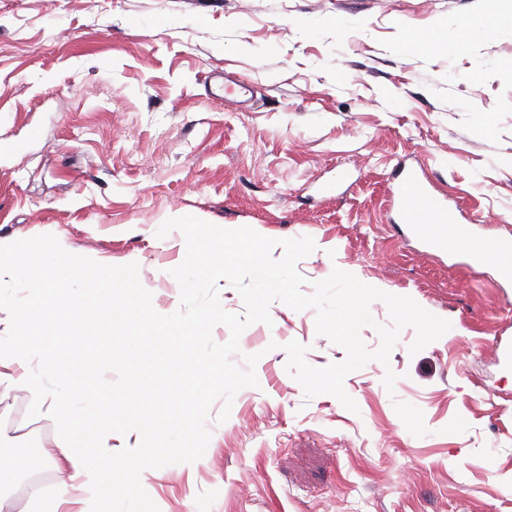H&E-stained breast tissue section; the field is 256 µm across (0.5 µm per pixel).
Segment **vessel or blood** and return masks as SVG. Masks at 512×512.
<instances>
[{"label":"vessel or blood","instance_id":"obj_1","mask_svg":"<svg viewBox=\"0 0 512 512\" xmlns=\"http://www.w3.org/2000/svg\"><path fill=\"white\" fill-rule=\"evenodd\" d=\"M393 200L404 218L414 223L425 237L429 248L449 255H463L476 266H499L501 254L512 250V240L490 235H477L459 226L448 228V208L440 202L427 203L417 208L415 200L423 196L424 186L420 179L405 169H398Z\"/></svg>","mask_w":512,"mask_h":512}]
</instances>
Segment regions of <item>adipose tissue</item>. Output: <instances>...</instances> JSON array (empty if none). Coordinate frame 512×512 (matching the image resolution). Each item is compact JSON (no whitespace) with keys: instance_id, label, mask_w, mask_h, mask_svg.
Segmentation results:
<instances>
[{"instance_id":"obj_1","label":"adipose tissue","mask_w":512,"mask_h":512,"mask_svg":"<svg viewBox=\"0 0 512 512\" xmlns=\"http://www.w3.org/2000/svg\"><path fill=\"white\" fill-rule=\"evenodd\" d=\"M37 316H30L24 328H17L8 307L0 302V387L24 389L42 402L56 403L60 392L48 386L46 378L58 364V349L41 345ZM38 362V370H31V362ZM64 422L73 423L75 442L61 446L60 455L66 463L68 475L54 501L44 503L42 512H58L61 501L82 496L95 501L104 497L107 483L100 471L85 461V451L91 447L107 448L112 442L111 422L99 420L86 423L78 408L63 413Z\"/></svg>"}]
</instances>
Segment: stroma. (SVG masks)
I'll list each match as a JSON object with an SVG mask.
<instances>
[{
  "label": "stroma",
  "instance_id": "35a3bbf8",
  "mask_svg": "<svg viewBox=\"0 0 512 512\" xmlns=\"http://www.w3.org/2000/svg\"><path fill=\"white\" fill-rule=\"evenodd\" d=\"M490 0H0V244L54 235L137 263L152 305L181 307L167 220L313 238L297 269L408 296L451 328L344 380L357 411L305 399L284 343L315 367L345 351L280 301L248 326L257 386L209 421L202 458L144 470L159 512H512V280L424 251L391 203L397 164L451 223L512 239V31H465ZM248 97L222 91L225 76ZM398 380L383 384L386 370ZM419 407L412 435L393 402ZM56 411L0 393V446L42 464L5 489L15 512L67 473ZM457 465H449V458Z\"/></svg>",
  "mask_w": 512,
  "mask_h": 512
}]
</instances>
